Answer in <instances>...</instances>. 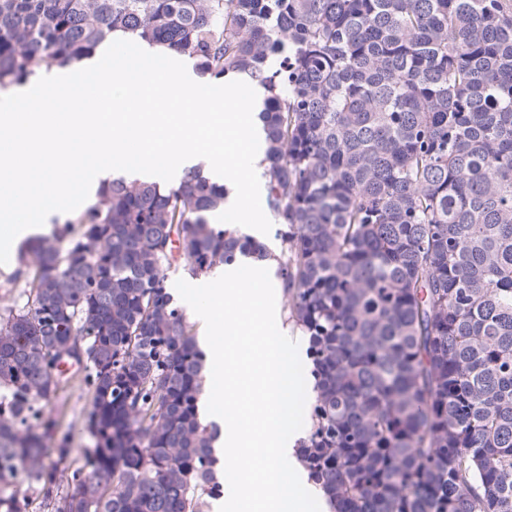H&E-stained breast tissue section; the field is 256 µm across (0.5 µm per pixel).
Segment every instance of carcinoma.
<instances>
[{"instance_id": "carcinoma-1", "label": "carcinoma", "mask_w": 512, "mask_h": 512, "mask_svg": "<svg viewBox=\"0 0 512 512\" xmlns=\"http://www.w3.org/2000/svg\"><path fill=\"white\" fill-rule=\"evenodd\" d=\"M114 39L266 87L280 251L209 222L225 189L199 168L101 181L0 313V512L223 493L177 242L194 276L277 263L312 363L298 456L331 512H512V0H0V92ZM74 384L76 456L49 409Z\"/></svg>"}]
</instances>
